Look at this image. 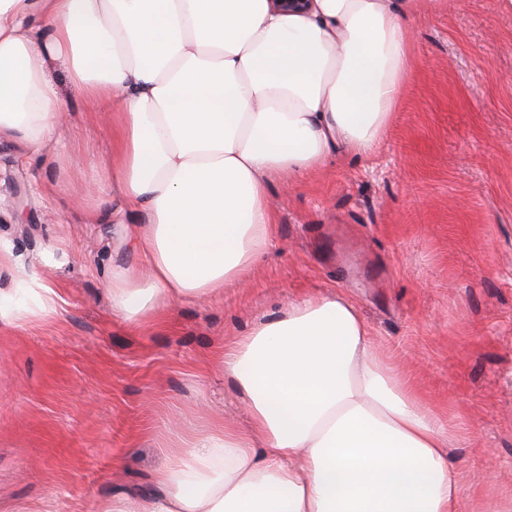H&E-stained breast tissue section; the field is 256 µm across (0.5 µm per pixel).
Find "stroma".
Instances as JSON below:
<instances>
[{"instance_id": "obj_1", "label": "stroma", "mask_w": 512, "mask_h": 512, "mask_svg": "<svg viewBox=\"0 0 512 512\" xmlns=\"http://www.w3.org/2000/svg\"><path fill=\"white\" fill-rule=\"evenodd\" d=\"M411 25L413 75L380 148L272 179L275 244L249 286L141 329L108 294L113 263L136 260L104 182L112 114L50 63L53 140L0 138V296L25 267L59 297L51 321H0V512L153 490L186 426L245 420L216 361L225 340L322 291L357 305L447 423L464 512H512V12L444 0Z\"/></svg>"}]
</instances>
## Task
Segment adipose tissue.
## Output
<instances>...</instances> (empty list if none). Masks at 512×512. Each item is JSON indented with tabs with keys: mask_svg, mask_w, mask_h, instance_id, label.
I'll list each match as a JSON object with an SVG mask.
<instances>
[{
	"mask_svg": "<svg viewBox=\"0 0 512 512\" xmlns=\"http://www.w3.org/2000/svg\"><path fill=\"white\" fill-rule=\"evenodd\" d=\"M436 0H0V136L33 150L61 122L49 60L112 104L115 220L139 261L114 264L112 313L137 328L201 303L271 249L270 176L375 152L413 72L409 19ZM0 319L53 316L18 270ZM217 360L247 426L189 428L158 491L94 512H460L448 430L375 346L356 305L289 301Z\"/></svg>",
	"mask_w": 512,
	"mask_h": 512,
	"instance_id": "ef3b65f1",
	"label": "adipose tissue"
}]
</instances>
